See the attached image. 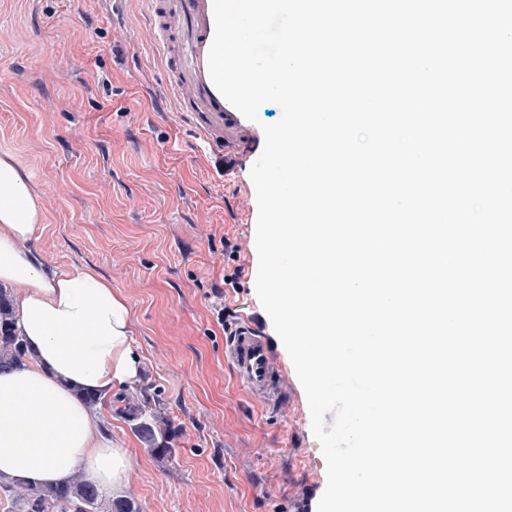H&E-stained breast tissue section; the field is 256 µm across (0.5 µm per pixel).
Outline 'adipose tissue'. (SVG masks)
I'll return each instance as SVG.
<instances>
[{
    "label": "adipose tissue",
    "mask_w": 512,
    "mask_h": 512,
    "mask_svg": "<svg viewBox=\"0 0 512 512\" xmlns=\"http://www.w3.org/2000/svg\"><path fill=\"white\" fill-rule=\"evenodd\" d=\"M43 220L39 198L11 155L0 156V283L20 287V326L34 362L0 374V478L64 483L75 469L110 490L132 459L100 432L75 389L111 395L137 382L141 358L123 295L92 271L53 273L19 242Z\"/></svg>",
    "instance_id": "obj_1"
}]
</instances>
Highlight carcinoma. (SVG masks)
<instances>
[{
  "label": "carcinoma",
  "mask_w": 512,
  "mask_h": 512,
  "mask_svg": "<svg viewBox=\"0 0 512 512\" xmlns=\"http://www.w3.org/2000/svg\"><path fill=\"white\" fill-rule=\"evenodd\" d=\"M12 290L0 287V371L23 366L32 360L26 337L18 323ZM148 452L161 465L175 451L167 421L154 412L138 429ZM0 493L10 498L11 512H139L128 497L111 498L85 481L77 471L62 485H35L17 477L0 479Z\"/></svg>",
  "instance_id": "carcinoma-1"
}]
</instances>
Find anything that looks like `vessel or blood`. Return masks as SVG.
I'll use <instances>...</instances> for the list:
<instances>
[{
	"label": "vessel or blood",
	"instance_id": "b4317fda",
	"mask_svg": "<svg viewBox=\"0 0 512 512\" xmlns=\"http://www.w3.org/2000/svg\"><path fill=\"white\" fill-rule=\"evenodd\" d=\"M157 61L165 73L170 101L166 118L189 125L214 164L227 154L252 155L262 137L214 86L208 69L214 37L213 0H144ZM224 358L237 379L258 401H278L281 371L263 333L242 321L224 343Z\"/></svg>",
	"mask_w": 512,
	"mask_h": 512
}]
</instances>
